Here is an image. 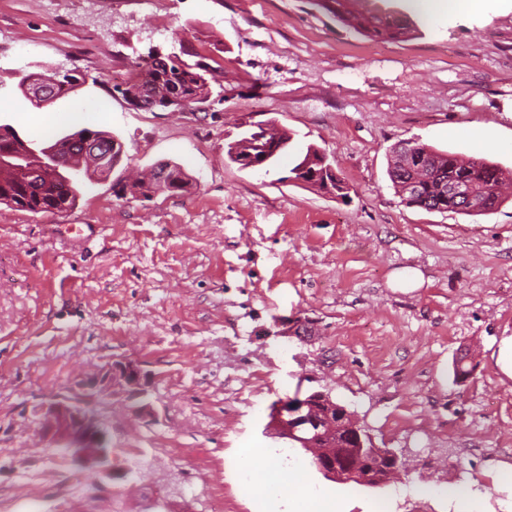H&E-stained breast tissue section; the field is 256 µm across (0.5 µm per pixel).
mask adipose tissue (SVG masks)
Here are the masks:
<instances>
[{
	"label": "adipose tissue",
	"mask_w": 512,
	"mask_h": 512,
	"mask_svg": "<svg viewBox=\"0 0 512 512\" xmlns=\"http://www.w3.org/2000/svg\"><path fill=\"white\" fill-rule=\"evenodd\" d=\"M240 465L245 489L252 497L286 500L288 512H341L338 498L328 492L314 494L302 468L279 467L266 449H243Z\"/></svg>",
	"instance_id": "ef3b65f1"
}]
</instances>
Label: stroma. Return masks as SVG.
<instances>
[{
	"label": "stroma",
	"instance_id": "35a3bbf8",
	"mask_svg": "<svg viewBox=\"0 0 512 512\" xmlns=\"http://www.w3.org/2000/svg\"><path fill=\"white\" fill-rule=\"evenodd\" d=\"M373 40L313 0H0V124L43 145L82 128L120 138L108 176L80 177L75 204L32 213L0 205V512H267L233 461L248 444L275 462L265 428L296 387L328 392L378 448L419 455L381 489L328 480L344 512H512V379L495 364L512 337V202L488 215L406 206L391 149L415 140L512 172V11L434 19ZM185 44L219 80L183 112L133 107L113 87L138 54ZM59 68L75 89L38 123L17 87ZM273 120L294 150L335 161L348 198L240 169L227 145L242 118ZM495 140L492 149L484 140ZM172 162L189 192L117 197L114 183ZM406 267L420 288L392 287ZM466 357L470 376L456 381ZM152 377L153 416L106 391L91 403L117 467L135 483L102 487L57 455L29 410L70 397L113 361ZM79 484L72 497L66 489Z\"/></svg>",
	"mask_w": 512,
	"mask_h": 512
}]
</instances>
